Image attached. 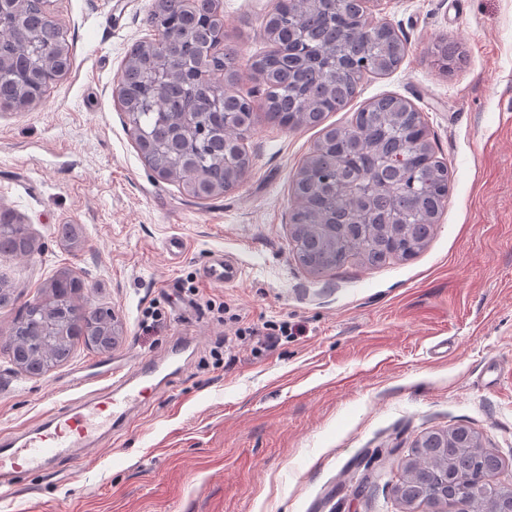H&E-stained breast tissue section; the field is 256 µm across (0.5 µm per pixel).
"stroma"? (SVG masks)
Returning a JSON list of instances; mask_svg holds the SVG:
<instances>
[{"label":"stroma","mask_w":512,"mask_h":512,"mask_svg":"<svg viewBox=\"0 0 512 512\" xmlns=\"http://www.w3.org/2000/svg\"><path fill=\"white\" fill-rule=\"evenodd\" d=\"M151 4L54 0L71 67L40 102L0 108V209L37 244L0 257L16 295L0 309V334L62 268L124 331L112 351L78 345L40 376L0 351V431L100 389L106 370L165 360L184 342L191 361L90 459L18 475L0 512H406L391 494L402 471L390 459L376 463L377 488L361 499L350 471L367 450L405 457L426 432L459 425L512 480V0H379L374 15L405 42V57L327 121L348 125L384 95L406 99L448 165L451 192L413 260L322 274L299 264L289 224L292 176L320 130L265 120L250 70L268 48L262 22L275 0L220 2L237 88L257 118L249 171L207 200L152 171L113 100L128 51L154 35ZM441 36L464 53L445 71L430 58ZM61 224L78 225V244L58 238ZM218 255L238 278L208 281ZM150 307L163 322L146 333ZM282 321L292 333L269 347L234 336Z\"/></svg>","instance_id":"obj_1"}]
</instances>
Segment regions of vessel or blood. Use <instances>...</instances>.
I'll use <instances>...</instances> for the list:
<instances>
[{
    "label": "vessel or blood",
    "instance_id": "1",
    "mask_svg": "<svg viewBox=\"0 0 512 512\" xmlns=\"http://www.w3.org/2000/svg\"><path fill=\"white\" fill-rule=\"evenodd\" d=\"M153 365H139L134 373L118 375L107 371L105 380L115 383L114 391L92 398L62 401L57 413L35 428L19 435H0V479L11 480L22 471H42L58 457L88 455L102 435L125 422L130 407L141 401V379L154 376Z\"/></svg>",
    "mask_w": 512,
    "mask_h": 512
}]
</instances>
